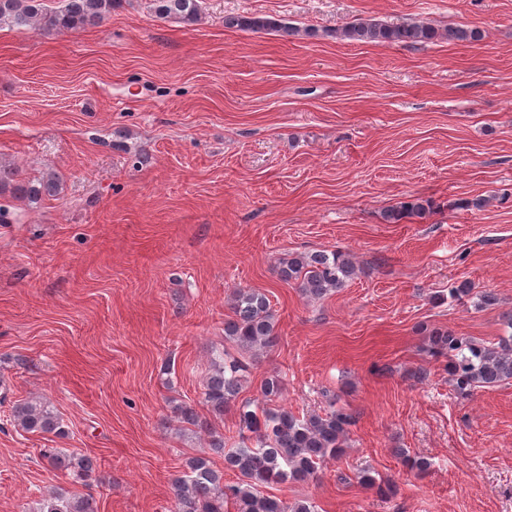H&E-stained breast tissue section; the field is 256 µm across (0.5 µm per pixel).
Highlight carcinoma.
<instances>
[{
    "label": "carcinoma",
    "instance_id": "carcinoma-1",
    "mask_svg": "<svg viewBox=\"0 0 512 512\" xmlns=\"http://www.w3.org/2000/svg\"><path fill=\"white\" fill-rule=\"evenodd\" d=\"M159 18H175L193 24L201 18L199 0H151ZM117 0H63L55 10L43 0H0V27L7 25L23 31L67 33L100 24ZM224 26L241 31H274L283 37L316 35L312 27H292L270 16L236 15L224 18ZM336 35L351 41L403 45H427L440 40L452 43L479 41L478 28H440L430 22L388 24L374 18H358L337 30ZM17 172L0 166V194L8 191L15 198L37 202L56 197L61 192L60 177L48 174L34 180H18ZM428 205L421 201L394 206L384 213L389 224L411 216H421ZM359 267L349 254L319 251L292 254L281 262L280 275L294 282L303 295L320 300L345 287ZM232 316L224 321V341L252 361L274 346L275 316L267 295L256 289L238 288L231 297ZM509 335L492 345L473 342L462 336L436 329L428 336L429 352L448 359L446 368L457 390L467 393L475 388H491L512 382V314L506 316ZM248 363L229 353L211 360L204 375L203 399L208 413L224 416L245 381ZM283 378L266 376L260 392L268 406L249 401L237 406L240 446L224 449V434L211 427L207 417L187 404H177L172 412L179 422L208 435L209 450L224 458V469L214 466L205 454L185 460L183 470L172 481L174 512H224L231 503L236 512H314L308 500L286 504L277 497L263 494L259 487L273 482L307 481L314 477L328 459L343 452L352 414L332 409L324 414L299 417L284 406H270L283 391ZM12 421L27 433L67 436L63 419L51 402L41 398L21 400L13 405ZM41 458L54 469L71 472L76 479L90 483L97 480L96 461L89 455L66 448H43ZM237 475V481H224V471ZM37 512H97L90 494H70L62 489L48 492L38 503Z\"/></svg>",
    "mask_w": 512,
    "mask_h": 512
}]
</instances>
